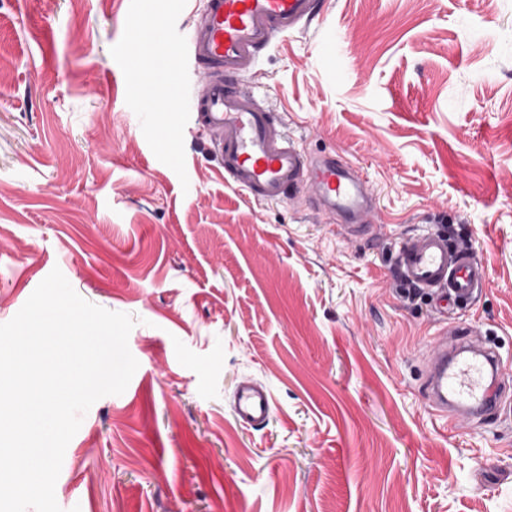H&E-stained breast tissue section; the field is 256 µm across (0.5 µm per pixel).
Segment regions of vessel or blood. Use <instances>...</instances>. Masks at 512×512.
<instances>
[{"label":"vessel or blood","mask_w":512,"mask_h":512,"mask_svg":"<svg viewBox=\"0 0 512 512\" xmlns=\"http://www.w3.org/2000/svg\"><path fill=\"white\" fill-rule=\"evenodd\" d=\"M317 14V0H204L187 51L202 69L205 86L190 108L196 124L217 135L213 150L225 179L249 200L279 202L300 188L351 236L363 237L374 228V208L358 170L333 157L304 155L265 100L242 88L276 37L304 29ZM133 47L169 49L165 27L139 25ZM397 268L406 284L426 291L441 311L472 298L487 278L479 259L433 230L401 244ZM425 389L443 427L455 428L463 418L483 421L504 401L501 357L474 341L469 330H459L451 340L438 336L429 347ZM272 403L265 387L247 379L235 389L233 411L240 422L259 426L268 420Z\"/></svg>","instance_id":"b4317fda"}]
</instances>
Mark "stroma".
<instances>
[{"instance_id":"obj_1","label":"stroma","mask_w":512,"mask_h":512,"mask_svg":"<svg viewBox=\"0 0 512 512\" xmlns=\"http://www.w3.org/2000/svg\"><path fill=\"white\" fill-rule=\"evenodd\" d=\"M201 0H0V324L60 268L132 315L139 367L69 442L62 512H512V406L441 428L422 353L474 329L512 386V0H323L247 85L306 153L357 167L372 237L303 196L249 202L188 109L168 55ZM451 227L485 265L468 306L408 300L400 244ZM265 384V425L233 392ZM168 38L169 36L164 26L139 24L137 26L136 39L133 42L134 53L142 54V51L146 48L169 51L170 43ZM271 393L252 380L241 381L235 389L233 411L243 424L259 426L265 424L272 410Z\"/></svg>"}]
</instances>
